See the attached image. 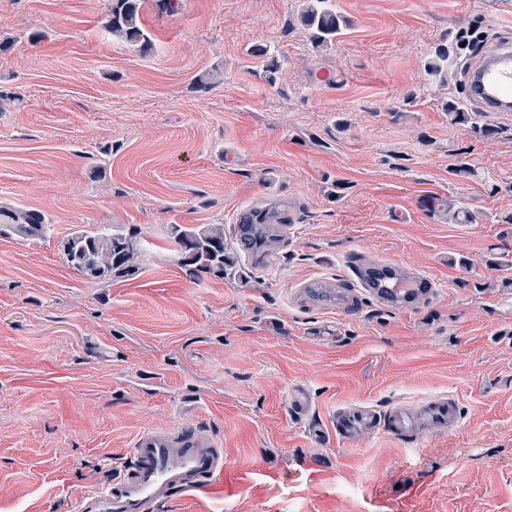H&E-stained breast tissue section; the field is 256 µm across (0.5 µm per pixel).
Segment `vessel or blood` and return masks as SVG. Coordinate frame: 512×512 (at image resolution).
<instances>
[{
  "label": "vessel or blood",
  "instance_id": "1",
  "mask_svg": "<svg viewBox=\"0 0 512 512\" xmlns=\"http://www.w3.org/2000/svg\"><path fill=\"white\" fill-rule=\"evenodd\" d=\"M473 71L486 89L484 111L504 112L512 106V47L494 45ZM421 274L394 275L389 298L413 295L426 283ZM461 422L460 405L452 395L432 396L417 410L397 404L386 412L350 405L333 412L327 423L313 427L314 439L348 440L359 434H386L395 438L447 433ZM224 480V448L212 436L191 431L187 424L147 429L131 443V458L111 484L85 496L81 512H156L174 494L206 491Z\"/></svg>",
  "mask_w": 512,
  "mask_h": 512
}]
</instances>
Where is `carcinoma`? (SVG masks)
<instances>
[{"label": "carcinoma", "instance_id": "cac0c4a2", "mask_svg": "<svg viewBox=\"0 0 512 512\" xmlns=\"http://www.w3.org/2000/svg\"><path fill=\"white\" fill-rule=\"evenodd\" d=\"M147 0H108L102 17L103 27L112 36L123 42L147 51L153 46L148 30L141 19ZM297 22L306 28L319 48L328 47L336 41L345 25L344 18L333 8L332 0H304ZM250 54L259 58L263 69L274 76L281 68L278 55L263 45H254ZM453 119L460 124H469L474 133L485 140H492L498 129L478 124L466 112H452ZM182 266L198 273H209L224 277V272L233 266L234 258L228 253L224 242V225L205 224L177 230ZM67 263L85 280L93 283H110L135 273L140 260V249L136 235L115 231L101 225L90 231L80 230L62 244Z\"/></svg>", "mask_w": 512, "mask_h": 512}]
</instances>
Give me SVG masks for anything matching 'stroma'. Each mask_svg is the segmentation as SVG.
Here are the masks:
<instances>
[{"label": "stroma", "mask_w": 512, "mask_h": 512, "mask_svg": "<svg viewBox=\"0 0 512 512\" xmlns=\"http://www.w3.org/2000/svg\"><path fill=\"white\" fill-rule=\"evenodd\" d=\"M334 2L326 48L302 0L151 7L144 53L103 28L107 0H0V207L46 224L0 223V512H79L139 432L186 421L223 441L224 483L157 512H512V112L477 113L493 140L447 112L476 113L463 75L512 43V0ZM249 209L283 218L275 241L236 244ZM102 224L141 258L96 285L61 244ZM195 224L223 225L225 277L179 265ZM354 262L434 286L391 303ZM297 385L321 419L445 393L462 422L316 447ZM332 0H304L297 22L306 28L319 48L331 46L346 24Z\"/></svg>", "instance_id": "stroma-1"}]
</instances>
